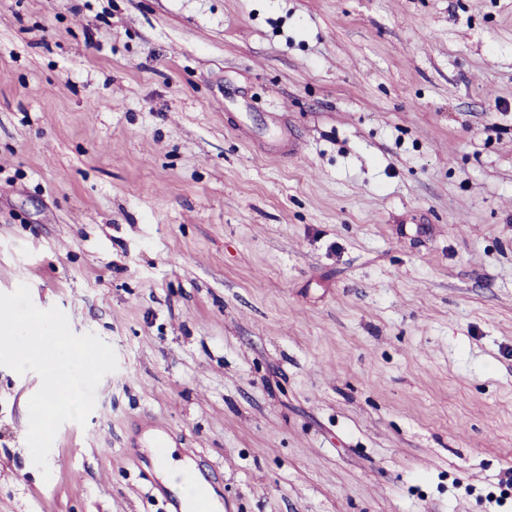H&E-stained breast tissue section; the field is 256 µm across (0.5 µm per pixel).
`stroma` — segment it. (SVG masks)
I'll use <instances>...</instances> for the list:
<instances>
[{"label": "stroma", "instance_id": "1", "mask_svg": "<svg viewBox=\"0 0 512 512\" xmlns=\"http://www.w3.org/2000/svg\"><path fill=\"white\" fill-rule=\"evenodd\" d=\"M118 368L0 512H512V0H0V293ZM174 451V448H153L154 463L156 468L167 476L170 485L178 495L191 505L201 493L200 486L205 488L206 486L199 480L185 479V466L182 461H174L172 457Z\"/></svg>", "mask_w": 512, "mask_h": 512}]
</instances>
